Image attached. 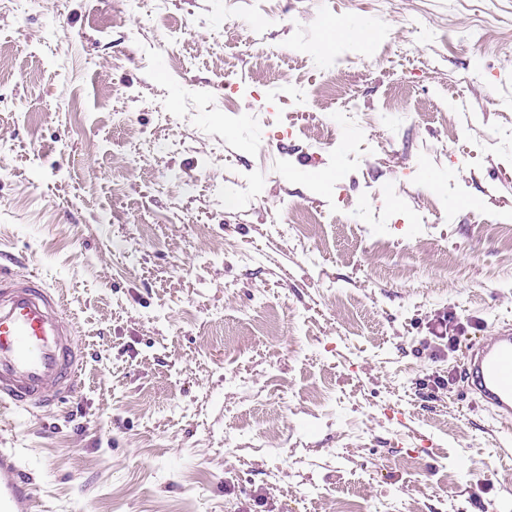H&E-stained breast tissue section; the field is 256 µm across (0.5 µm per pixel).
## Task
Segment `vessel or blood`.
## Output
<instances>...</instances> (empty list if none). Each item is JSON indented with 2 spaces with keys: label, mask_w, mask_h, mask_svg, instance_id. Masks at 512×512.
<instances>
[{
  "label": "vessel or blood",
  "mask_w": 512,
  "mask_h": 512,
  "mask_svg": "<svg viewBox=\"0 0 512 512\" xmlns=\"http://www.w3.org/2000/svg\"><path fill=\"white\" fill-rule=\"evenodd\" d=\"M465 387L503 426L512 425V324L465 353ZM80 350L61 297L39 277L0 267V405L29 412L75 393ZM36 486L12 451L0 448V512H34Z\"/></svg>",
  "instance_id": "obj_1"
}]
</instances>
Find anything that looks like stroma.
I'll return each mask as SVG.
<instances>
[{"label": "stroma", "mask_w": 512, "mask_h": 512, "mask_svg": "<svg viewBox=\"0 0 512 512\" xmlns=\"http://www.w3.org/2000/svg\"><path fill=\"white\" fill-rule=\"evenodd\" d=\"M511 40L512 0L0 9V263L84 353L58 408H0L38 512H512L462 379L512 321Z\"/></svg>", "instance_id": "1"}]
</instances>
